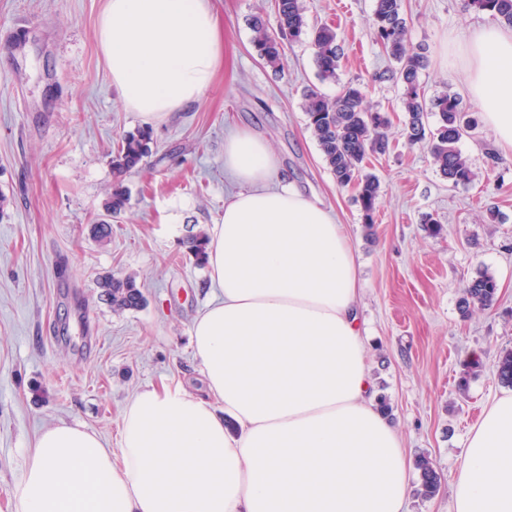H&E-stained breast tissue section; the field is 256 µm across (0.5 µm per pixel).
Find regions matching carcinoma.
<instances>
[{
    "label": "carcinoma",
    "mask_w": 512,
    "mask_h": 512,
    "mask_svg": "<svg viewBox=\"0 0 512 512\" xmlns=\"http://www.w3.org/2000/svg\"><path fill=\"white\" fill-rule=\"evenodd\" d=\"M464 12H482L500 23L512 27V0H460ZM277 31L270 33L260 15L252 17L256 32L255 46L259 56L274 69L282 67L285 38L298 40L307 35L315 48L317 78L322 83L334 82L342 57L336 29L321 25L311 27L305 20L300 0H275ZM376 41L398 64L387 78L403 87L404 119L402 135L411 145L426 143L432 163L454 185L468 184L474 173L468 159L458 149L463 136L477 126V120L462 105L455 94L443 93L428 100L419 82V72L425 66V56L410 42L407 21L402 12V0H375ZM307 127L317 141L324 163L336 184L353 186L363 213V222L374 223V213L381 184L377 176L363 171L368 154L386 152L387 129L390 118L364 104L362 84L349 82L342 86L334 98L319 90L308 88L303 93ZM437 117L436 126L428 127V115ZM153 154L152 138L144 129L129 131L120 137L112 157V172L119 182L108 193L104 203L106 216L125 211L130 202V191L120 178L139 169ZM187 249L197 264L205 263L206 240L193 236L187 240ZM99 297L121 313L141 308L145 296L131 276L119 277L106 273L98 277ZM498 293L495 278L482 273L464 285L458 309L462 316H469L474 309L492 306ZM494 377L504 387H512V349L499 353L494 365ZM420 472L421 492L435 494L440 485V475L425 456L417 461Z\"/></svg>",
    "instance_id": "obj_1"
}]
</instances>
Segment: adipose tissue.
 Returning a JSON list of instances; mask_svg holds the SVG:
<instances>
[{
    "mask_svg": "<svg viewBox=\"0 0 512 512\" xmlns=\"http://www.w3.org/2000/svg\"><path fill=\"white\" fill-rule=\"evenodd\" d=\"M100 48L125 107L148 123L200 98L224 63L213 0H107ZM462 74L498 145L512 151V31L466 30ZM240 190L210 230L219 295L191 345L205 394L145 388L118 447L79 423L25 452L18 512H405L402 437L380 407L357 320V253L322 201L274 183L268 144L224 142ZM453 512H512V390L472 429Z\"/></svg>",
    "mask_w": 512,
    "mask_h": 512,
    "instance_id": "obj_1",
    "label": "adipose tissue"
}]
</instances>
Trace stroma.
<instances>
[{
    "label": "stroma",
    "mask_w": 512,
    "mask_h": 512,
    "mask_svg": "<svg viewBox=\"0 0 512 512\" xmlns=\"http://www.w3.org/2000/svg\"><path fill=\"white\" fill-rule=\"evenodd\" d=\"M105 3L0 0V32L20 31L0 40V512H17L24 452L43 428L80 422L113 448L140 389L204 390L190 334L216 291L183 242L209 232L238 190L224 169V140L236 128L265 139L280 173L344 224L360 257L376 392L408 465L425 455L441 476L428 498L412 478L407 512H453L472 414L501 392L493 364L512 348V151L478 124L459 144L475 178L454 187L424 146L405 142L401 86L373 79L395 66L375 41L374 0H302L309 23L335 25L341 37L337 79L324 84L308 41L285 43L278 71L258 56L251 19L263 14L275 28L274 0H216L223 68L198 100L145 125L125 108L97 41ZM402 10L411 42L424 50L427 96L450 92L472 107L456 41L492 16L463 13L460 0H402ZM351 81L391 119L388 151L364 163L381 182L370 225L356 190L339 187L324 164L302 108L305 86L332 97ZM143 126L154 153L126 175L130 207L99 244L89 229L104 217L112 153L122 133ZM429 214L441 235L427 232ZM106 272L133 276L145 305L118 314L101 302L95 281ZM483 272L496 279L497 300L462 317V286ZM473 354L484 368L468 377L463 363Z\"/></svg>",
    "instance_id": "obj_1"
}]
</instances>
